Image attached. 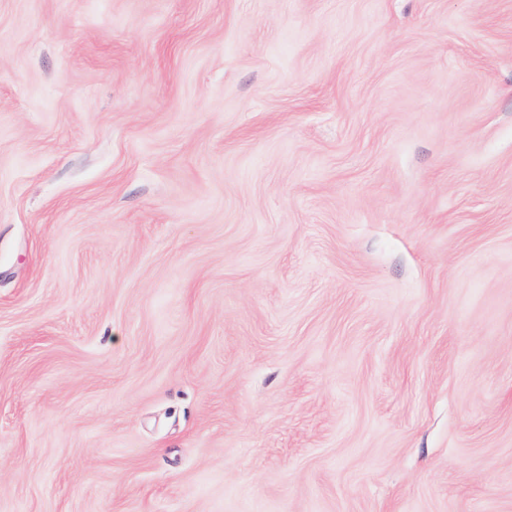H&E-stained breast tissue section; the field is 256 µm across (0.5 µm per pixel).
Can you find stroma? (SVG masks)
I'll use <instances>...</instances> for the list:
<instances>
[{"label": "stroma", "instance_id": "stroma-1", "mask_svg": "<svg viewBox=\"0 0 512 512\" xmlns=\"http://www.w3.org/2000/svg\"><path fill=\"white\" fill-rule=\"evenodd\" d=\"M0 512H512V0H0Z\"/></svg>", "mask_w": 512, "mask_h": 512}]
</instances>
